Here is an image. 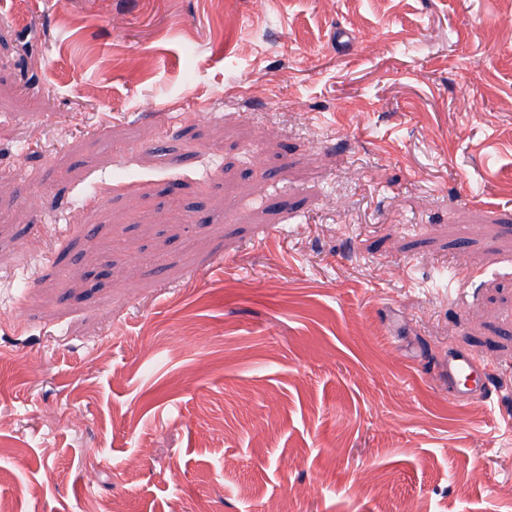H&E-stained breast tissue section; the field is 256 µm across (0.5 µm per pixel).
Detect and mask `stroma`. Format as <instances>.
Returning <instances> with one entry per match:
<instances>
[{"label":"stroma","mask_w":512,"mask_h":512,"mask_svg":"<svg viewBox=\"0 0 512 512\" xmlns=\"http://www.w3.org/2000/svg\"><path fill=\"white\" fill-rule=\"evenodd\" d=\"M511 8L0 0V501L512 512ZM491 367L492 363L485 355L468 348H455L448 354V381L454 382L463 377L480 374L482 383L479 387L460 396L465 398L485 396L487 392L486 378Z\"/></svg>","instance_id":"35a3bbf8"}]
</instances>
